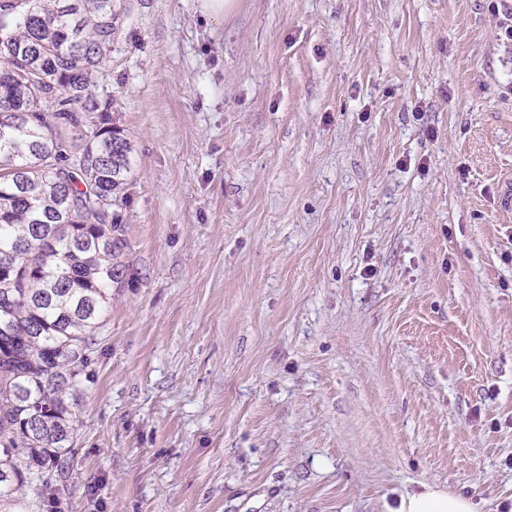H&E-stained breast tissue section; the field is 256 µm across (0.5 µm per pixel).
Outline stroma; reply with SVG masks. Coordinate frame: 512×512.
Wrapping results in <instances>:
<instances>
[{"label": "stroma", "instance_id": "obj_1", "mask_svg": "<svg viewBox=\"0 0 512 512\" xmlns=\"http://www.w3.org/2000/svg\"><path fill=\"white\" fill-rule=\"evenodd\" d=\"M120 2L60 512H512V0ZM392 512H476L470 498L451 494L431 483L422 484L420 492L403 495Z\"/></svg>", "mask_w": 512, "mask_h": 512}]
</instances>
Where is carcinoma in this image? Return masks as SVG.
Here are the masks:
<instances>
[{
  "mask_svg": "<svg viewBox=\"0 0 512 512\" xmlns=\"http://www.w3.org/2000/svg\"><path fill=\"white\" fill-rule=\"evenodd\" d=\"M120 15L114 0H0V512L65 467L67 399L123 273L132 145L91 93Z\"/></svg>",
  "mask_w": 512,
  "mask_h": 512,
  "instance_id": "cac0c4a2",
  "label": "carcinoma"
}]
</instances>
